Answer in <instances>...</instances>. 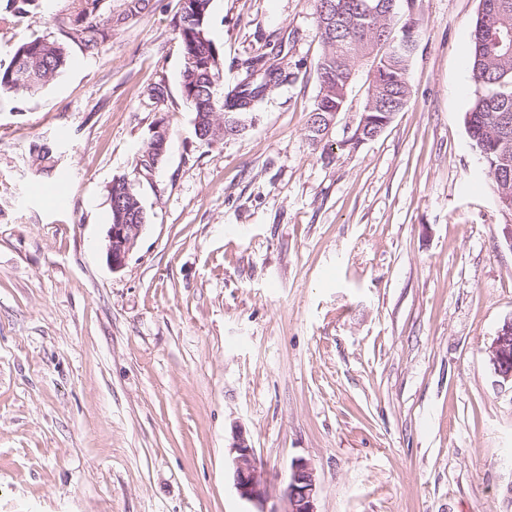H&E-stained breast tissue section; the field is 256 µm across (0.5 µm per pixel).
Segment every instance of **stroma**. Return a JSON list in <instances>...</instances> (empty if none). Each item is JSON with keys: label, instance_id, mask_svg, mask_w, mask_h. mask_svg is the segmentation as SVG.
Instances as JSON below:
<instances>
[{"label": "stroma", "instance_id": "1", "mask_svg": "<svg viewBox=\"0 0 512 512\" xmlns=\"http://www.w3.org/2000/svg\"><path fill=\"white\" fill-rule=\"evenodd\" d=\"M107 2L99 52L69 44L60 77L0 96V512H249L237 428L273 507L302 458L317 512H512V384L488 355L512 316V212L465 126L479 0H421L405 107L334 159L306 131L314 0H212L222 90L262 53L288 73L212 146L180 89L177 0L133 19ZM72 9L0 29V61ZM159 122L164 163L134 184L147 224L115 271L108 186ZM35 172L43 177L52 178L56 175V163L53 147L48 143L35 145Z\"/></svg>", "mask_w": 512, "mask_h": 512}]
</instances>
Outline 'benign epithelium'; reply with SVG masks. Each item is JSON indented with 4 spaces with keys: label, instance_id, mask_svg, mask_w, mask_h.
<instances>
[{
    "label": "benign epithelium",
    "instance_id": "obj_1",
    "mask_svg": "<svg viewBox=\"0 0 512 512\" xmlns=\"http://www.w3.org/2000/svg\"><path fill=\"white\" fill-rule=\"evenodd\" d=\"M395 40L411 51H416L421 40L419 22L416 20V8L409 9L407 20L404 21ZM362 120L357 136L346 142L344 147L358 150L365 143L375 139L378 132L367 133ZM115 223L110 225L105 247L106 258L112 270L123 268L129 255L136 246L137 240L144 228L142 224L125 223V213L114 208ZM489 359L497 376L512 382V318L503 321L496 336L488 348ZM233 471V485L238 496L253 505L254 512H317L316 476L312 464L304 459L296 460L288 475V483L284 490V510L267 509L269 499L268 485L258 462L255 449L242 429L232 433L229 446Z\"/></svg>",
    "mask_w": 512,
    "mask_h": 512
}]
</instances>
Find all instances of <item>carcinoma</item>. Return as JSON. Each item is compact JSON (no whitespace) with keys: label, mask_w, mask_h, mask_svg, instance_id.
Wrapping results in <instances>:
<instances>
[{"label":"carcinoma","mask_w":512,"mask_h":512,"mask_svg":"<svg viewBox=\"0 0 512 512\" xmlns=\"http://www.w3.org/2000/svg\"><path fill=\"white\" fill-rule=\"evenodd\" d=\"M38 0H0V24L7 26L14 19L31 13ZM76 16L58 18L63 36L90 53L99 51L112 31V13L104 11V0H77ZM175 27L182 45L180 86L182 96L195 112V119L205 126H224L235 132L234 120L258 110L271 87L284 83L286 71L269 63L266 55H257L244 62L246 76L226 93L218 92L223 59L209 36L208 17L212 0H203L202 10L194 0H177ZM362 0H316L317 28L323 53L316 63L319 99L314 101L307 120L310 140L322 145V153L343 154L340 141L329 143L312 128L320 122V113L332 106L345 105L343 95L351 92L356 78L354 66L372 48L385 41L398 27L397 17L405 12L407 0H367L382 6L380 20L366 35L358 8ZM335 4L342 10L334 30L323 24L324 4ZM485 12L491 17H476L467 48L472 79L482 92L476 94L465 116L470 137L485 155L488 164L487 184L491 193L506 208L512 206V0H484ZM413 55L405 51L379 49L370 61L378 100L376 111L393 109L401 96L410 93V66ZM66 43L36 38L17 46L8 63L0 62V94H35L59 77L67 67ZM155 144L148 140L138 156L133 176L149 171L154 164ZM35 172L43 177L56 175L53 147L35 145ZM126 176L112 180L108 189L110 200L123 204L128 223H146V213L137 193H124Z\"/></svg>","instance_id":"cac0c4a2"}]
</instances>
